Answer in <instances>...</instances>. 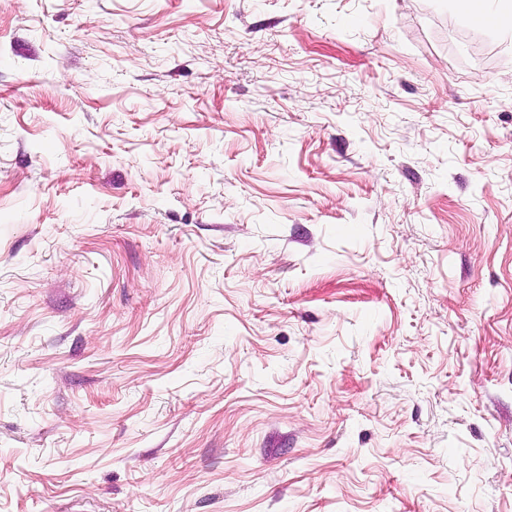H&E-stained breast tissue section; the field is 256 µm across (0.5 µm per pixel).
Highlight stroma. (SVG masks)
I'll return each instance as SVG.
<instances>
[{"mask_svg":"<svg viewBox=\"0 0 512 512\" xmlns=\"http://www.w3.org/2000/svg\"><path fill=\"white\" fill-rule=\"evenodd\" d=\"M0 512H512V31L0 0Z\"/></svg>","mask_w":512,"mask_h":512,"instance_id":"stroma-1","label":"stroma"}]
</instances>
